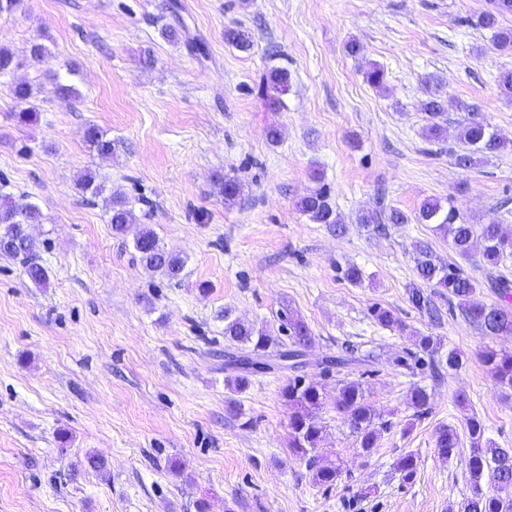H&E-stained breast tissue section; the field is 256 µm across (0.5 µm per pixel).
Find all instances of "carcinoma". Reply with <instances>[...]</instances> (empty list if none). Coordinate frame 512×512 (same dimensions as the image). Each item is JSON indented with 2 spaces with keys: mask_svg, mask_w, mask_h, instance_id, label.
Returning a JSON list of instances; mask_svg holds the SVG:
<instances>
[{
  "mask_svg": "<svg viewBox=\"0 0 512 512\" xmlns=\"http://www.w3.org/2000/svg\"><path fill=\"white\" fill-rule=\"evenodd\" d=\"M512 12V0H495L493 9L479 14L472 25L494 31L492 48L499 54L512 53V29L498 26V17ZM22 65L17 56L8 48H0V77L7 76ZM290 75L283 68H273L266 73L257 88L258 97L269 106L282 104V97L288 93ZM461 112H475L477 107L463 100H444L436 88L427 89V99L422 109L427 115L425 134L437 139L443 131V114L448 106ZM89 147L101 156L112 154V140L106 138L98 128L90 127L86 134ZM463 153L457 155V164L468 167L474 164L477 154H494L512 148V142L501 138L491 131L489 126L479 119H471L460 132ZM220 193L227 204L233 203L241 192L240 184L233 178H225L219 183ZM300 210L315 224H323L331 231L342 233L344 226L336 207L327 191L319 187L304 196L299 202ZM111 211L110 224L117 235L126 233L135 222L131 209L127 208L125 195L116 190L109 198ZM392 224H406L408 217L401 211L393 209L382 217L376 213L363 214L358 221L371 227L374 233L385 231L382 220ZM419 224H432L434 231L451 239L455 253L464 260L469 259L475 236L483 240V262L487 266L498 267L512 259V234H506L502 226L491 221L475 228L465 222L454 207L444 208L436 200L424 201L414 215ZM42 223V213L33 204L16 205L11 198L0 201V255L21 259L25 273L30 281L43 284L47 281L46 268L37 261L36 242L28 232L31 224ZM135 248L140 254V261L152 271H160L169 279L179 277L184 261L181 257L165 251L159 245L154 231L145 226L136 235ZM415 270L423 284L421 288L410 291V301L421 313L435 322L439 320L437 310L432 304V297L424 292L430 288L440 295L446 293L448 298L458 300V305L466 319L478 327L486 337L512 335V282L498 279L491 287L499 297L494 304L478 303L472 300L476 290L475 280L465 274L458 263L445 265L436 262L432 246L427 241L415 245ZM372 318L380 326L390 330L402 331L405 324L390 309L376 303L371 306ZM224 320V368L232 375L227 377V384L237 391L246 390L250 377L259 371L270 368L269 361L274 359L281 369L293 373L288 383L282 388V397L292 410L288 453L304 462L312 472L315 484L329 488L340 479L342 470L334 463L321 464L317 460L316 450L322 440L324 425L320 411L323 408V396L317 385L307 381L301 371L315 365L324 371L349 364L346 356L325 357L314 362L307 358V349L313 342L310 329L304 321L290 315L282 318L279 331L287 334L284 342L264 329H257L231 316L229 310L220 315ZM415 350L408 353V358L400 360L407 367L447 366L456 370L463 365L460 352L450 350L442 353L443 344L436 336L419 334L414 340ZM481 362L491 377L504 388L512 389V353L502 352L489 345L480 355ZM411 404L417 415L429 409L430 395L426 387L415 383L410 393ZM336 411L346 418L348 428L355 434L360 448L371 454L380 431L386 428L374 407L366 398L365 389L358 381L343 383L335 398ZM466 433L470 442L466 470L471 487L470 496L462 504V512H512V448H499L486 437L483 421L475 414L466 418ZM460 438L453 426H444L436 435L438 457L451 460L457 454ZM419 457L410 451L401 455L395 469L403 483L411 484L417 476ZM489 479L492 490L482 487L484 479Z\"/></svg>",
  "mask_w": 512,
  "mask_h": 512,
  "instance_id": "carcinoma-1",
  "label": "carcinoma"
}]
</instances>
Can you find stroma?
<instances>
[{
    "mask_svg": "<svg viewBox=\"0 0 512 512\" xmlns=\"http://www.w3.org/2000/svg\"><path fill=\"white\" fill-rule=\"evenodd\" d=\"M490 0H24L0 16V47L21 65L0 77V187L33 203L29 227L48 270L33 284L19 261L0 256V512H460L470 493L461 446L451 461L435 452L438 429L479 415L496 446L512 448V390L479 360L483 346L512 352V335L488 338L447 297L433 323L409 300L416 286L413 244L430 241L440 262L456 261L448 239L413 222L420 204L454 206L471 224L512 231V151L461 168L454 154L467 113L446 112L442 141L424 137V80L443 97L479 108L490 129L512 140V101L498 86L512 56L490 52L491 33L471 26ZM178 29L179 40L163 36ZM248 30L252 46L228 42ZM200 40L192 55L187 38ZM357 40L361 53L347 54ZM44 62L29 60L32 44ZM385 73L367 83V63ZM72 67L77 98L63 100L58 72ZM272 67L288 69L284 106L258 99ZM35 86L29 103L12 88ZM36 110L23 122V106ZM95 126L112 157L90 152ZM277 128V142L267 138ZM96 173L93 197L78 179ZM236 178L225 205L217 182ZM324 187L343 235L302 214L298 200ZM148 216L161 246L181 255L179 281L145 269L137 226L113 234L110 190ZM384 205L410 215L387 235L369 234L359 212ZM361 284L344 278L349 265ZM465 271L475 301L497 299L489 281H512V261L491 268L474 244ZM405 331L379 326L373 304ZM277 331L282 314L302 319L309 358L352 355L324 374L305 371L324 397L318 453L342 477L313 484L288 455L290 411L281 397L289 373L254 376L242 393L227 383L224 323L218 314ZM443 337L463 365L433 379L396 359L414 334ZM360 381L388 420L363 454L334 401L340 383ZM431 408L416 416L413 383ZM467 406H459L458 395ZM415 452L414 483L397 459ZM205 510H198V503Z\"/></svg>",
    "mask_w": 512,
    "mask_h": 512,
    "instance_id": "stroma-1",
    "label": "stroma"
}]
</instances>
